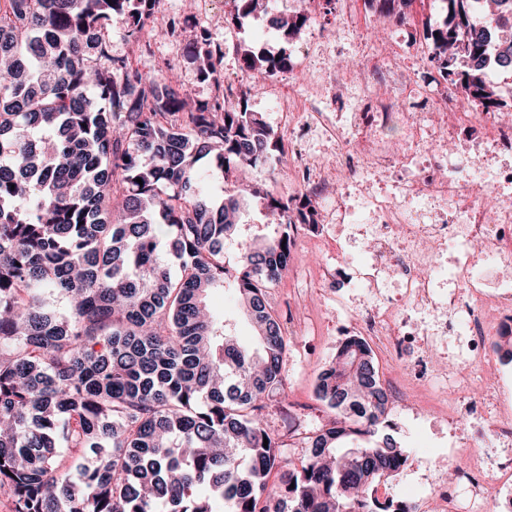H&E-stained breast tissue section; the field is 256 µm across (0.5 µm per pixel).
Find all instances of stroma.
<instances>
[{"mask_svg":"<svg viewBox=\"0 0 512 512\" xmlns=\"http://www.w3.org/2000/svg\"><path fill=\"white\" fill-rule=\"evenodd\" d=\"M270 12L244 19L240 27L225 25L229 6L224 0H161L159 13L185 25L183 34L152 33L148 45L128 37L124 25L113 22L109 29L112 53L133 61L144 73L154 76L163 65L178 67L179 84L195 102L225 98L229 104L246 101L249 111L258 113L281 137L288 134V117L280 104L282 86L278 78L253 85L243 71L241 49L257 46L271 53L289 57V81L308 88V109L335 115L351 111V104L336 96V87L328 79L338 68H360L372 56L390 52L399 58L395 75L369 83L372 98L401 97L404 112H412L414 101L437 97L438 67L432 61L430 31L441 24L444 14L440 0H413L407 10L410 23L403 24L397 14L382 10L380 0H354L344 8L341 0H307L305 8L312 16L310 26L299 37L284 39L269 22L271 14L292 15L294 0H271ZM209 31L212 41L222 51L219 59L220 83L200 80L195 68L184 66L183 51L196 28ZM394 161L370 174V182L362 191L379 198L397 193V181L412 169L413 161L425 159L442 149L445 142L429 137L422 142L408 139L402 128L390 132ZM247 181L276 196L290 199L302 191L290 173L288 152L275 153L266 164L251 169ZM359 191V192H362ZM358 191L343 190L342 200L314 199L316 223L306 229L302 244L296 249L286 271L267 290V300L277 314L282 330L289 339L288 354L281 375L283 387L276 402L265 411V422L278 434L283 447V461H298L306 450L298 435L290 433L280 413V402H288L301 429L314 431L327 425L333 412L317 401L315 385L320 371L333 359L336 349L350 328L349 317L354 305L375 304L376 295L361 280V260L368 238L354 234L340 242L336 239V205L344 203L346 220L362 224L366 215ZM466 336H448L437 343L431 355L436 368L426 384L416 385L406 393L402 405L392 407L390 431L398 448L408 457L404 470L382 480L381 496L406 505L421 501L427 494L432 476L448 472L449 459L464 463L492 442L480 438L498 414L487 409L481 418H473L468 406H460L451 417H442L433 401L434 391L449 390L448 371L443 361H456L464 354Z\"/></svg>","mask_w":512,"mask_h":512,"instance_id":"1","label":"stroma"}]
</instances>
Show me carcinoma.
I'll list each match as a JSON object with an SVG mask.
<instances>
[{"mask_svg": "<svg viewBox=\"0 0 512 512\" xmlns=\"http://www.w3.org/2000/svg\"><path fill=\"white\" fill-rule=\"evenodd\" d=\"M159 2L0 6V490L14 512H389L375 483L407 456L379 435L387 397L360 337L318 375L315 398L336 417L267 488L281 444L264 400L282 385L289 340L265 296L311 201L243 185L242 166L279 149L256 113L218 99L191 107L172 78L112 55L109 40L86 44L114 17L139 39ZM232 2L234 26L267 4ZM442 3L434 58L467 98L501 111L483 67L493 43L512 69V0ZM307 21L297 12L276 27L292 38ZM214 56L202 31L183 62L217 82ZM243 70L271 77L288 59L247 49ZM214 170L277 216L272 234L240 244L230 282L224 248L238 239L242 202L207 192ZM227 287L258 353L207 302ZM61 443L95 455L75 479L61 472Z\"/></svg>", "mask_w": 512, "mask_h": 512, "instance_id": "cac0c4a2", "label": "carcinoma"}]
</instances>
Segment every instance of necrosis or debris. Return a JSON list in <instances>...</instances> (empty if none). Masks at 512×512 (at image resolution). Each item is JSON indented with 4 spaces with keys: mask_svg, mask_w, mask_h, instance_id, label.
<instances>
[{
    "mask_svg": "<svg viewBox=\"0 0 512 512\" xmlns=\"http://www.w3.org/2000/svg\"><path fill=\"white\" fill-rule=\"evenodd\" d=\"M435 105L442 112L443 127L430 131L424 115H417L407 123L411 139L421 140L432 133L444 139L449 127L461 123L474 126L481 135L472 143L435 154L429 171L402 182L399 192L435 204L453 201L459 219L424 224L412 209L369 197V222L377 242L368 254L363 278L368 287L390 285L398 288L399 294L385 298L383 306L354 309L352 321L359 336L391 330L395 351L414 342L428 348L433 337L447 331V323L425 329L417 322L395 319L393 312L409 306L435 310L449 304L468 338V360L481 366L493 357L501 337L512 335V274L505 270L512 261V197H499L492 212L483 204L485 165L499 156H512V114L461 111L451 92ZM399 106L394 100L351 113V125L369 129V136L349 145L344 130H337L336 138L344 147L335 166L317 170L302 156H295L291 166L295 181L309 193L336 184L361 188L367 171L389 156L379 133L400 120ZM490 435L501 447L499 456H473L469 467L457 469L455 485L443 480L433 483L424 512H458L456 488L460 485L470 490L471 512H487V496L492 490L502 505H512V483L507 480L512 473V412L499 416Z\"/></svg>",
    "mask_w": 512,
    "mask_h": 512,
    "instance_id": "necrosis-or-debris-1",
    "label": "necrosis or debris"
}]
</instances>
